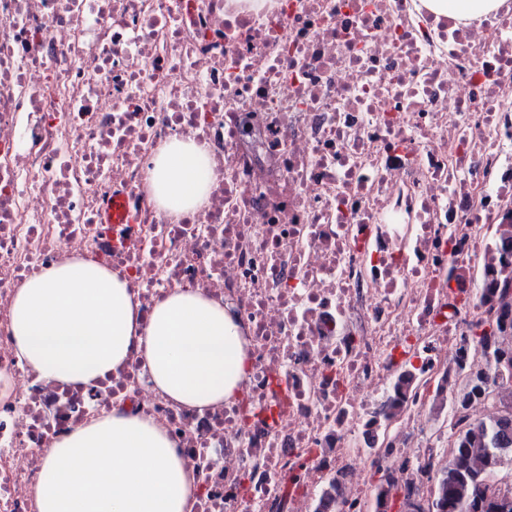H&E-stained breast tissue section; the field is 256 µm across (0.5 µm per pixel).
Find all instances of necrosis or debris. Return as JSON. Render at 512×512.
<instances>
[{"label": "necrosis or debris", "instance_id": "obj_1", "mask_svg": "<svg viewBox=\"0 0 512 512\" xmlns=\"http://www.w3.org/2000/svg\"><path fill=\"white\" fill-rule=\"evenodd\" d=\"M499 2L462 26L425 0H0V373L14 379L0 512H38L45 448L104 404L167 431L203 478L194 512H270L283 495L284 512H320L333 487L329 512H372L369 466L430 497L452 390L490 368L471 330L501 313L512 0ZM175 136L214 178L177 222L142 189ZM121 189L118 249L104 218ZM79 257L123 275L143 312L181 287L246 317L239 399L175 404L135 355L99 388L18 367L16 288Z\"/></svg>", "mask_w": 512, "mask_h": 512}]
</instances>
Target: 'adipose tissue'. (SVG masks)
Here are the masks:
<instances>
[{
	"mask_svg": "<svg viewBox=\"0 0 512 512\" xmlns=\"http://www.w3.org/2000/svg\"><path fill=\"white\" fill-rule=\"evenodd\" d=\"M210 187L203 149L179 137L151 158L144 185L175 218L200 208ZM10 322L19 365L58 384L106 381L135 351L158 392L204 408L237 400L251 367L247 329L223 301L172 288L145 320L124 276L86 258L28 277ZM201 480L153 417L115 410L46 449L36 502L38 512H193Z\"/></svg>",
	"mask_w": 512,
	"mask_h": 512,
	"instance_id": "obj_1",
	"label": "adipose tissue"
}]
</instances>
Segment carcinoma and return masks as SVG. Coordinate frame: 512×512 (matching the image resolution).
I'll use <instances>...</instances> for the list:
<instances>
[{"instance_id": "1", "label": "carcinoma", "mask_w": 512, "mask_h": 512, "mask_svg": "<svg viewBox=\"0 0 512 512\" xmlns=\"http://www.w3.org/2000/svg\"><path fill=\"white\" fill-rule=\"evenodd\" d=\"M505 319L474 326L470 339L483 349V354L496 365L506 361V371L512 373V354L498 342L506 328ZM489 377L469 373L461 386L454 390L453 406L463 414L469 403L486 395ZM512 429V405L488 423L467 424L453 433L455 440L451 457L437 477V490L427 512H512V483L504 489L489 490V482L506 467H512V446L507 438ZM375 512H397V504L415 509L418 503L409 499L394 482L381 478L374 483Z\"/></svg>"}]
</instances>
